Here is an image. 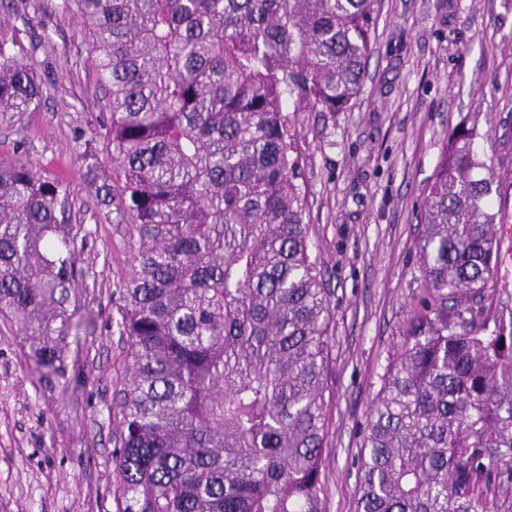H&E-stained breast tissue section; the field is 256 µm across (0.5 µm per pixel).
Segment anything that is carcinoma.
<instances>
[{
	"label": "carcinoma",
	"instance_id": "obj_1",
	"mask_svg": "<svg viewBox=\"0 0 512 512\" xmlns=\"http://www.w3.org/2000/svg\"><path fill=\"white\" fill-rule=\"evenodd\" d=\"M380 0H58L91 38L112 184L76 152L129 272L118 512H326L333 317L295 183L303 112L360 91ZM0 6V119L48 89ZM493 165L462 130L421 201V294L372 403L354 512H497L512 493V309H497ZM69 183L0 160V317L38 382L67 387L85 272Z\"/></svg>",
	"mask_w": 512,
	"mask_h": 512
}]
</instances>
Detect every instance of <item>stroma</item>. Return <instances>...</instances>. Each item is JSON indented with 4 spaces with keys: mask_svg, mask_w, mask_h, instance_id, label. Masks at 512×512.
Here are the masks:
<instances>
[{
    "mask_svg": "<svg viewBox=\"0 0 512 512\" xmlns=\"http://www.w3.org/2000/svg\"><path fill=\"white\" fill-rule=\"evenodd\" d=\"M51 42L26 61L51 86L46 102L0 122V159L28 157L74 189L71 222L89 277L79 307L93 319L70 359L66 392L34 378L30 344L0 321V512H117L113 398L126 347L112 293L126 276L124 227L99 214L75 136L104 120V92L74 15L47 7ZM474 149L512 171V0H381L359 95L344 112L299 117L297 183L335 323L328 411V512H351L357 457L421 292L419 201L458 126Z\"/></svg>",
    "mask_w": 512,
    "mask_h": 512,
    "instance_id": "obj_1",
    "label": "stroma"
}]
</instances>
